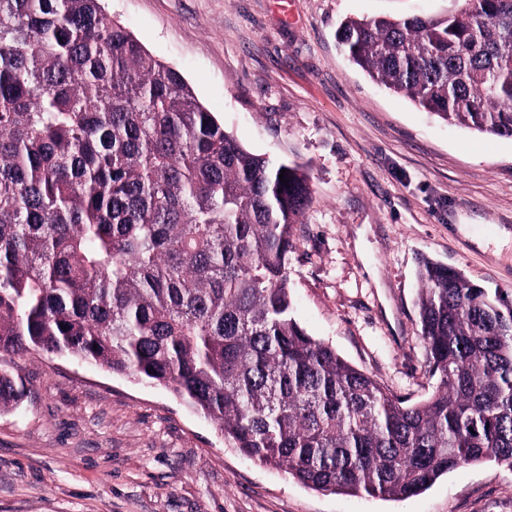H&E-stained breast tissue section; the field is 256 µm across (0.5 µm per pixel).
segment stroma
Wrapping results in <instances>:
<instances>
[{
  "label": "stroma",
  "mask_w": 512,
  "mask_h": 512,
  "mask_svg": "<svg viewBox=\"0 0 512 512\" xmlns=\"http://www.w3.org/2000/svg\"><path fill=\"white\" fill-rule=\"evenodd\" d=\"M248 151L297 164L311 200L288 282L297 321L417 403V259L512 294V139L452 125L354 64L345 19L466 0H103ZM0 512H512V470L448 472L406 498L308 488L243 456L167 388L57 354L0 353Z\"/></svg>",
  "instance_id": "1"
}]
</instances>
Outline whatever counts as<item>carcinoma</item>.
I'll use <instances>...</instances> for the list:
<instances>
[{
  "label": "carcinoma",
  "mask_w": 512,
  "mask_h": 512,
  "mask_svg": "<svg viewBox=\"0 0 512 512\" xmlns=\"http://www.w3.org/2000/svg\"><path fill=\"white\" fill-rule=\"evenodd\" d=\"M469 4L349 18L337 38L423 109L512 138V0ZM309 196L303 167L246 150L101 0H0L1 352L163 385L315 490L401 499L460 467L512 470V299L420 258L438 385L407 403L293 315ZM22 396L0 373V408Z\"/></svg>",
  "instance_id": "carcinoma-1"
}]
</instances>
